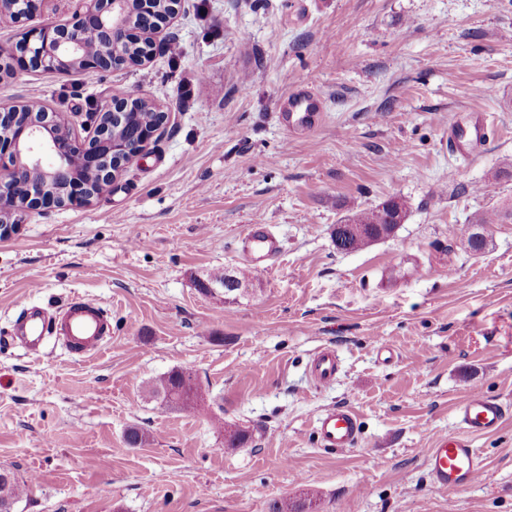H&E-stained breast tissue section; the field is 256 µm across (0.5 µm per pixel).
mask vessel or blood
<instances>
[{
	"mask_svg": "<svg viewBox=\"0 0 512 512\" xmlns=\"http://www.w3.org/2000/svg\"><path fill=\"white\" fill-rule=\"evenodd\" d=\"M321 105L322 98L315 88L290 91L282 121L290 130L312 133L320 125ZM489 127L487 112L454 114L448 123L449 151L469 158L480 156L488 142ZM244 243L246 263L258 272L271 268L280 252L277 239L258 221L249 225ZM16 338L36 356L43 353L48 340L54 339L72 355L91 357L111 340L112 321L98 303L77 297L52 317L38 306L27 307L17 322ZM338 371V356L330 347L322 348L310 364L312 378L322 385L333 383ZM508 411L506 405L480 390L464 394L454 407L457 433L437 438L429 452L427 465L432 482L448 489L476 483L485 472V461L473 448L472 438L497 431ZM316 434L322 447L339 451L353 448L359 440V418L348 406L329 407L317 417Z\"/></svg>",
	"mask_w": 512,
	"mask_h": 512,
	"instance_id": "vessel-or-blood-1",
	"label": "vessel or blood"
}]
</instances>
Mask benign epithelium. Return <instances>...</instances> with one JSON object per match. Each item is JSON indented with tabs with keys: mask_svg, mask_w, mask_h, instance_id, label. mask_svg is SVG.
Instances as JSON below:
<instances>
[{
	"mask_svg": "<svg viewBox=\"0 0 512 512\" xmlns=\"http://www.w3.org/2000/svg\"><path fill=\"white\" fill-rule=\"evenodd\" d=\"M50 0H0V19H18L44 11ZM153 0H73L72 17L59 26L46 23L25 31L12 46L0 48V67L10 73L40 70L46 74L69 72L63 58L83 63L91 73L122 67L125 44L133 27L149 38L159 33L178 13L159 20L151 16ZM114 98L99 111L88 114L94 134L81 139L71 126L57 123L54 113L31 112L21 117L0 107V158L11 162L8 180L0 183V237L9 236L28 212L49 206H88L95 197L91 182L96 178L114 182L136 157L148 152L164 124L141 131L133 147L105 141L117 115Z\"/></svg>",
	"mask_w": 512,
	"mask_h": 512,
	"instance_id": "1",
	"label": "benign epithelium"
}]
</instances>
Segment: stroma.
<instances>
[{
  "label": "stroma",
  "mask_w": 512,
  "mask_h": 512,
  "mask_svg": "<svg viewBox=\"0 0 512 512\" xmlns=\"http://www.w3.org/2000/svg\"><path fill=\"white\" fill-rule=\"evenodd\" d=\"M167 32L179 56L0 79L1 106L40 101L80 137L112 96L168 114L111 192L0 238V468L28 485L16 512H512V414L473 439L474 485L427 469L464 392L512 407V220L488 226L484 253L466 243L512 205V105L497 103L512 97V0H181ZM310 81L321 125L289 134L278 102ZM471 109L492 120L474 160L447 143ZM391 198L407 206L392 235L337 251L344 216ZM257 220L280 243L274 270L201 291L210 271L245 269ZM76 296L112 317L99 354L9 342L25 308ZM326 346L340 371L321 386L309 365ZM173 370L198 383L195 411L152 394ZM339 404L360 441L321 448L317 416ZM228 429L247 442L228 447ZM512 211H506L504 213L492 211L487 213L484 218L481 219L479 224H473V227L467 230V243L469 248L476 253L482 252L486 249L488 242L484 233L485 224H499L505 220H511ZM472 240L476 241V246L472 247Z\"/></svg>",
  "instance_id": "1"
}]
</instances>
